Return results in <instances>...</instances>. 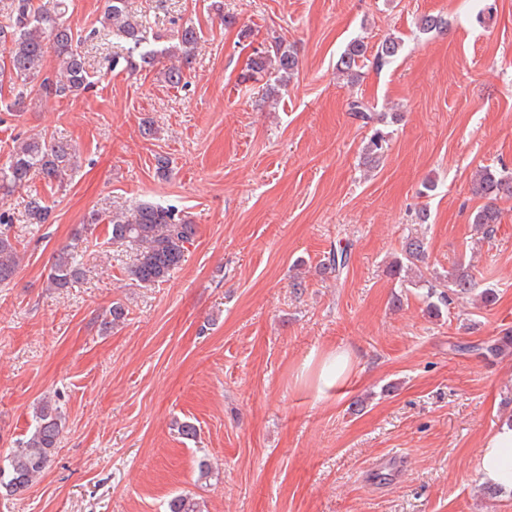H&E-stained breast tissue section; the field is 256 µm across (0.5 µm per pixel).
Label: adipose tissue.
I'll return each instance as SVG.
<instances>
[{"instance_id":"1","label":"adipose tissue","mask_w":512,"mask_h":512,"mask_svg":"<svg viewBox=\"0 0 512 512\" xmlns=\"http://www.w3.org/2000/svg\"><path fill=\"white\" fill-rule=\"evenodd\" d=\"M477 459L481 482L512 495V419L501 421L482 439Z\"/></svg>"}]
</instances>
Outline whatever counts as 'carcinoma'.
Returning a JSON list of instances; mask_svg holds the SVG:
<instances>
[{
	"label": "carcinoma",
	"instance_id": "obj_1",
	"mask_svg": "<svg viewBox=\"0 0 512 512\" xmlns=\"http://www.w3.org/2000/svg\"><path fill=\"white\" fill-rule=\"evenodd\" d=\"M68 8L67 0H7L0 8V88L9 87L14 103H20L32 93L47 99L76 96L87 91L91 80L84 58L78 52V45L83 41L98 38L110 41L115 37L129 45V50L138 52L145 64L160 54V50L149 42L143 25L128 12L127 0H106L101 27H94L83 35L68 24ZM417 25L420 31L430 33L444 28L446 21L427 14L418 19ZM200 39V30L190 23L178 31L179 43L185 48L197 44ZM402 50L403 41L396 35L384 38L374 49L364 39L356 38L340 56L336 69L353 80L358 77L360 63L367 60L368 52H373L372 64L379 69L394 62ZM50 53L59 62L57 73L52 77L42 72V62ZM248 67L253 73L272 75L276 83L284 85L295 74L297 59L279 38L263 49L254 50ZM348 111L364 126L374 123V113L362 100L349 102ZM388 149L389 133L372 128L363 147L365 165H379ZM76 165V151L63 138H16L7 161L0 165V194L8 195L36 175L61 181ZM471 192L487 200L473 211L471 223L476 231L488 238L500 220L494 201L512 197V171L491 167L477 171L471 182ZM27 214L31 224H49L53 220L52 210L37 195L28 201ZM87 221L91 225L107 222L109 240L131 246L134 259L127 267V276L139 288L165 281L181 264L186 245L196 234V225L173 207L151 202L115 210L105 217L92 213ZM11 224L9 213L0 210V226H6V229H0V286L9 285L19 270L17 243L8 229ZM346 252L345 248L332 251L322 263L323 270L337 276L343 273ZM424 257L423 240L418 237L407 239L402 257L390 265V275L402 279L404 269ZM82 276L78 255L66 248L58 250L48 274L49 286L62 291ZM427 288L426 312L438 317L454 300L472 296L476 281L470 266L461 261L443 275L442 281L429 283ZM509 347H512V336L506 335L484 345H465L463 349L482 357L498 355ZM63 423L64 414L57 404L45 401L36 408L29 434L11 450L8 465L0 467V494L14 496L24 492L33 479L49 467L58 448ZM168 509L169 512H200L199 503L187 495L172 498Z\"/></svg>",
	"mask_w": 512,
	"mask_h": 512
}]
</instances>
